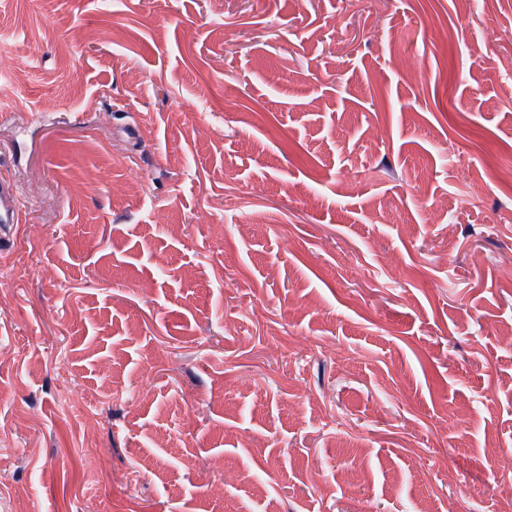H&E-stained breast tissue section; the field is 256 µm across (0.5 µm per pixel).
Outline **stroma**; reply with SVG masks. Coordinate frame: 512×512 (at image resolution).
Instances as JSON below:
<instances>
[{"instance_id": "35a3bbf8", "label": "stroma", "mask_w": 512, "mask_h": 512, "mask_svg": "<svg viewBox=\"0 0 512 512\" xmlns=\"http://www.w3.org/2000/svg\"><path fill=\"white\" fill-rule=\"evenodd\" d=\"M1 48L0 512H512V0H0ZM26 222L25 211L21 207L20 193L18 187L10 179L0 175V246L5 240L6 229L13 224H24Z\"/></svg>"}]
</instances>
